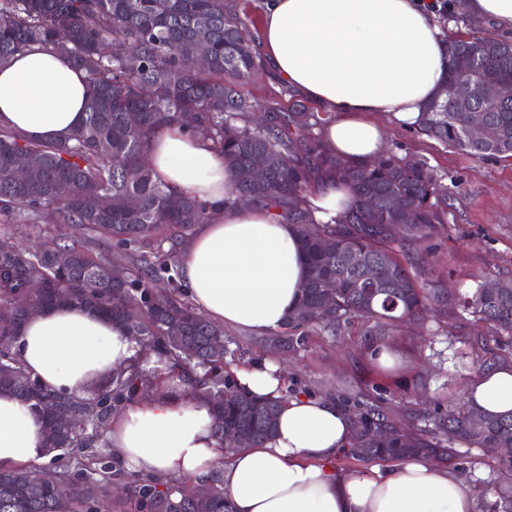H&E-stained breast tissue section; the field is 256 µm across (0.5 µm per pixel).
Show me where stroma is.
Listing matches in <instances>:
<instances>
[{
  "instance_id": "obj_1",
  "label": "stroma",
  "mask_w": 512,
  "mask_h": 512,
  "mask_svg": "<svg viewBox=\"0 0 512 512\" xmlns=\"http://www.w3.org/2000/svg\"><path fill=\"white\" fill-rule=\"evenodd\" d=\"M371 119L386 149L425 158L452 193L448 220L424 254L441 284L451 290L488 280L512 285V161L474 158L380 113ZM488 333L469 315L449 316L437 333H395L385 339L397 358L390 365L379 362L358 334L338 340L311 336L303 349L287 353L286 382L342 408L348 397L364 394L397 426L408 428L428 409L463 402L484 360L496 355L512 365V346L488 340ZM499 467L496 458L474 448L451 472L481 498Z\"/></svg>"
}]
</instances>
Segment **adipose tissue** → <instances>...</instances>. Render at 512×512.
<instances>
[{"label":"adipose tissue","mask_w":512,"mask_h":512,"mask_svg":"<svg viewBox=\"0 0 512 512\" xmlns=\"http://www.w3.org/2000/svg\"><path fill=\"white\" fill-rule=\"evenodd\" d=\"M430 2L263 0L259 49L277 77L330 113L322 135L333 150L372 158L384 140L368 114L415 125L444 84L449 37ZM87 98L83 72L42 45L0 65V127L27 139L70 136ZM148 161L172 190L218 206L184 254L197 309L222 326L255 333L280 328L307 273L291 224L251 205L224 207L232 173L222 154L186 130L157 134ZM17 349L47 388L67 396L140 354L122 323L80 304L29 316ZM236 379L252 395L282 401L266 443L224 448L213 434L209 403L176 388L113 415L114 454L128 470L180 481L221 466L232 512H474L470 486L431 461L387 472L336 469L353 433L349 415L324 399L286 397L281 365L244 367ZM470 392L486 412H512V368L482 376ZM44 452L45 432L31 403L0 393V467L42 462Z\"/></svg>","instance_id":"obj_1"}]
</instances>
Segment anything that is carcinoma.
<instances>
[{
  "instance_id": "cac0c4a2",
  "label": "carcinoma",
  "mask_w": 512,
  "mask_h": 512,
  "mask_svg": "<svg viewBox=\"0 0 512 512\" xmlns=\"http://www.w3.org/2000/svg\"><path fill=\"white\" fill-rule=\"evenodd\" d=\"M210 49L207 67L192 60L200 40ZM51 47L84 73L89 97L80 127L67 139L31 141L0 129V224H31L42 233L70 224L77 233L61 235L52 251L20 247L0 236V391L32 403L45 425L50 458L43 464L0 468V512H230L222 470L211 469L199 481L205 497L190 495L191 485L124 470L106 452L112 415L145 387L163 391L177 381L187 394L205 397L212 408L216 438L230 449L248 448L274 434L280 402L256 398L238 385L227 358L237 350L224 339V327L211 322L187 299L180 245L197 224H208L212 208L171 191L148 163L160 130L185 126L224 155L240 172L253 157H268L265 169L233 186L236 205L243 197L273 211L294 227L303 246L309 275L298 305L269 348L288 352L318 334L342 336L354 324L365 326L369 344L403 323L434 318L442 327L448 306L512 337V288L489 293L484 284L453 294L420 267L416 243L433 237L445 223L448 187L427 161L389 152L379 159L352 158L331 150L321 137L326 119L293 104L284 112L267 108V121L251 120L257 104L238 86L262 65L256 41L240 14L226 0H0V65L29 45ZM104 44L115 50L105 54ZM470 59L465 75L455 58ZM477 87L499 85L494 98L475 96L470 105L483 113L489 134L482 141L466 133L469 113L439 94L421 113L418 130L477 159L512 157V41L469 34L449 40L448 80ZM139 120H128L130 113ZM191 119H185L186 115ZM41 161L38 178L20 183L16 160ZM334 184L351 200L328 224L313 221L307 196ZM134 197L137 208L117 201ZM112 240L131 258L127 277L111 276L112 257L92 247ZM425 276L421 287L407 266ZM166 276V292L151 282ZM383 280L373 288L367 277ZM30 279L45 288H25ZM333 302L323 308L326 296ZM93 307L124 324L144 356L90 382L83 396H61L41 385L25 369L14 345L31 307L64 303ZM143 304L131 318L128 310ZM75 405L67 424L46 417L37 400ZM364 432L343 455L358 460L402 461L450 458L454 446L495 454L512 448V412L491 414L478 404L427 413L416 432L390 421L384 409L355 400ZM487 427L477 430L472 416ZM491 483L495 496L479 512H512V461ZM125 497L104 506L114 480Z\"/></svg>"
}]
</instances>
